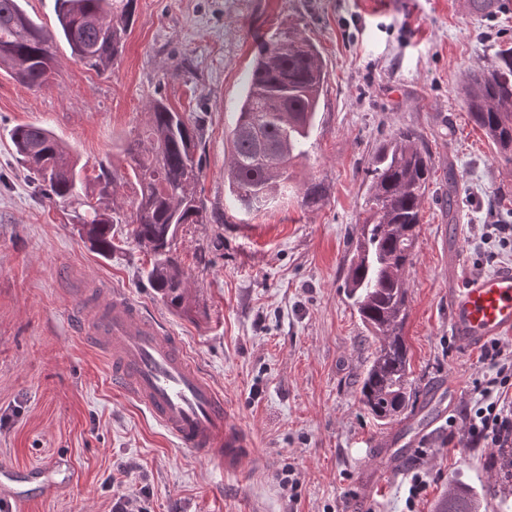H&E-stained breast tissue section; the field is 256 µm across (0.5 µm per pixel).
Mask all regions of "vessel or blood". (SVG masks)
Returning <instances> with one entry per match:
<instances>
[{
    "mask_svg": "<svg viewBox=\"0 0 512 512\" xmlns=\"http://www.w3.org/2000/svg\"><path fill=\"white\" fill-rule=\"evenodd\" d=\"M78 315L84 335L107 356L121 390L179 447L237 473L255 450L214 382L185 356L180 342L116 288ZM448 323L467 349L512 335V266L468 279L448 292Z\"/></svg>",
    "mask_w": 512,
    "mask_h": 512,
    "instance_id": "b4317fda",
    "label": "vessel or blood"
}]
</instances>
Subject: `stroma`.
Segmentation results:
<instances>
[{"label":"stroma","instance_id":"1","mask_svg":"<svg viewBox=\"0 0 512 512\" xmlns=\"http://www.w3.org/2000/svg\"><path fill=\"white\" fill-rule=\"evenodd\" d=\"M123 52L105 73L55 45L49 85L31 88L0 70V465L41 468L50 497L21 512H112L138 492L144 512H405L409 469L428 486L418 512H434L449 482L498 481L494 448L471 447L461 426H436L427 454L376 488L391 425L359 401L375 344L343 288V256L364 218L370 160L401 128L427 144L433 182L407 271L404 337L420 399L456 389L452 416L487 374L480 350L451 335L448 290L461 278L512 266L487 240L512 225V165L468 117L466 76L512 44V2L478 16L468 0H134ZM297 24L328 68L308 159L297 162L269 209L244 214L224 194L231 114L243 93L256 36ZM201 117V196L208 223L183 225L175 254L194 312L171 310L148 282L151 257L126 224L130 181L118 182L110 257L70 222V205L44 197L17 160L19 124L50 129L94 178L119 160L153 99ZM457 177L448 209L449 175ZM322 200L301 203L307 187ZM124 290L178 336L222 391L256 458L239 474L181 449L112 384L106 357L76 326L80 288ZM291 468L296 488L277 475Z\"/></svg>","mask_w":512,"mask_h":512}]
</instances>
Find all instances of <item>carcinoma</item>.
I'll use <instances>...</instances> for the list:
<instances>
[{
  "label": "carcinoma",
  "instance_id": "cac0c4a2",
  "mask_svg": "<svg viewBox=\"0 0 512 512\" xmlns=\"http://www.w3.org/2000/svg\"><path fill=\"white\" fill-rule=\"evenodd\" d=\"M133 0H55L57 35L37 23L22 0H0V68L35 88L52 72L54 37L97 73L121 55ZM327 85V70L317 46L296 27L267 31L257 39L244 93L233 113L230 158L224 191L244 213L268 208L288 167L308 156L311 130ZM468 116L496 148L497 159L512 164V46L498 47L490 66L470 75L465 86ZM204 126L171 110L161 100L147 111L142 135L125 141L122 153L138 198L130 220L108 206L116 178L101 172L90 198L82 169L64 144L44 127L21 124L11 132L18 161L53 201H75L73 221L90 246L112 252V226L130 223L137 243L152 256L147 279L168 307L192 309L186 277L172 244L183 224H207L198 194L202 177L196 150ZM367 184L366 217L354 225L345 259L344 288L363 326L378 339L360 387V401L381 424L414 409L411 363L402 334L408 316L406 270L412 265L421 207L432 178L431 157L423 141L399 129L379 146ZM474 486L452 482L435 512H479L482 500L512 482Z\"/></svg>",
  "mask_w": 512,
  "mask_h": 512
}]
</instances>
